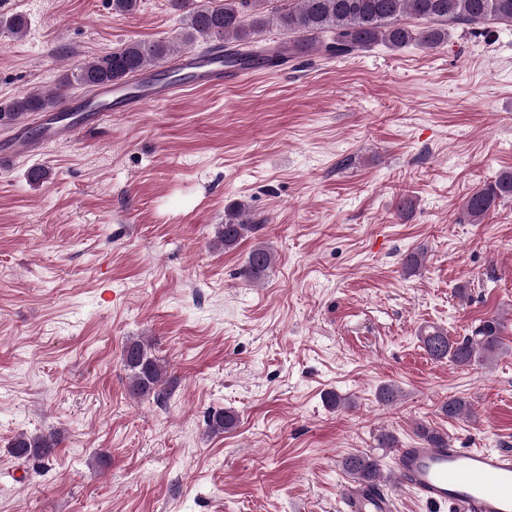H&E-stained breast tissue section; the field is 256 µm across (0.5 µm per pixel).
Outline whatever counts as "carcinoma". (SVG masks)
Masks as SVG:
<instances>
[{"instance_id": "1", "label": "carcinoma", "mask_w": 512, "mask_h": 512, "mask_svg": "<svg viewBox=\"0 0 512 512\" xmlns=\"http://www.w3.org/2000/svg\"><path fill=\"white\" fill-rule=\"evenodd\" d=\"M273 15L266 14L267 0H224L220 4H198L194 0H175L185 11L181 36L173 40L129 41L111 52L86 60L74 68L65 81L93 89L123 84L148 66L159 65L179 54L181 49L207 44V52L224 49L228 66L254 65L279 67L296 60L320 44L323 56L339 58L356 55L384 44L393 49L409 44L435 48L448 42V29L465 26L483 35L491 24L512 26V0H279ZM415 19L413 26L407 20ZM275 23L289 35L288 54L266 53L256 36ZM13 38L22 37L28 27L23 15H14L4 23ZM57 104L52 92L34 90L16 98L7 112L24 115L42 112ZM512 197V170L474 191L466 200L462 216L478 224L499 203ZM244 207L232 204L225 211L224 223L218 226L217 239L224 251L237 248L256 234L260 224L244 219ZM275 257L265 244L249 251L241 275L250 281L265 278ZM501 326L494 319L480 324L470 336L452 340L444 329L425 326L419 341L435 362L469 366L486 360L501 349ZM121 362L128 372V393L135 399L160 398L164 391L167 368L152 353L151 346L140 339H129L122 350ZM440 411L458 419L471 415V405L463 398H450ZM232 410H209L204 423L213 433H224L237 425ZM417 434L433 447L446 445L448 436L421 424ZM60 443L54 432L18 434L11 444L12 454L41 468L49 462ZM343 470L353 481L374 485L381 480L379 459L371 453H351L342 458Z\"/></svg>"}]
</instances>
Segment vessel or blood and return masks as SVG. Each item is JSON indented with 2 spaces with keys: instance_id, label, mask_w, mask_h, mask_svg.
I'll return each mask as SVG.
<instances>
[{
  "instance_id": "b4317fda",
  "label": "vessel or blood",
  "mask_w": 512,
  "mask_h": 512,
  "mask_svg": "<svg viewBox=\"0 0 512 512\" xmlns=\"http://www.w3.org/2000/svg\"><path fill=\"white\" fill-rule=\"evenodd\" d=\"M253 68H228L219 55L203 58L182 54L172 74L157 77L155 68L144 69L137 81L96 89L92 98L68 100L43 111L37 118L40 137H30L26 122L10 115L0 123L10 126L8 139L0 141V169L23 157L42 154L49 146L73 138L81 129L103 123L115 112H136L149 103L169 100L178 93L221 87L253 76ZM395 480L442 512H512V453L505 450L435 448L426 442L395 451ZM344 512H394L392 490L375 484H351L343 490Z\"/></svg>"
}]
</instances>
